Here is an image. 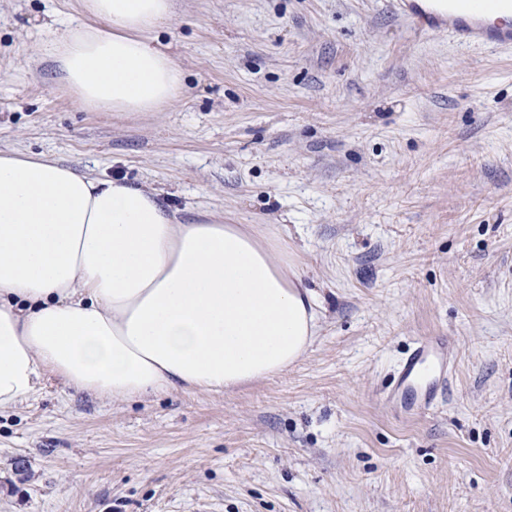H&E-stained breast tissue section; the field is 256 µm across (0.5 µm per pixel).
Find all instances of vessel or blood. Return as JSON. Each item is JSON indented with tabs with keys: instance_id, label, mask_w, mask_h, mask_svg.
Masks as SVG:
<instances>
[{
	"instance_id": "vessel-or-blood-1",
	"label": "vessel or blood",
	"mask_w": 512,
	"mask_h": 512,
	"mask_svg": "<svg viewBox=\"0 0 512 512\" xmlns=\"http://www.w3.org/2000/svg\"><path fill=\"white\" fill-rule=\"evenodd\" d=\"M415 30L448 32L463 44L512 46V0H395ZM455 348L447 338L430 336L414 342L400 364L387 401L403 413L437 407L448 389V369Z\"/></svg>"
}]
</instances>
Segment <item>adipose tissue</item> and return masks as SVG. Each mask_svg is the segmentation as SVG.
<instances>
[{
    "label": "adipose tissue",
    "mask_w": 512,
    "mask_h": 512,
    "mask_svg": "<svg viewBox=\"0 0 512 512\" xmlns=\"http://www.w3.org/2000/svg\"><path fill=\"white\" fill-rule=\"evenodd\" d=\"M46 46L83 109L156 112L182 70L148 32L171 0H80ZM317 297L279 239L182 223L154 190L0 152V408L36 379L104 399L220 393L281 373L313 343Z\"/></svg>",
    "instance_id": "adipose-tissue-1"
}]
</instances>
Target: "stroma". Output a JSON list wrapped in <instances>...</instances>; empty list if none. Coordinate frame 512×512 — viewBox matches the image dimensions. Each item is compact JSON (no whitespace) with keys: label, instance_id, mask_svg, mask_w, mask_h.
I'll return each instance as SVG.
<instances>
[{"label":"stroma","instance_id":"35a3bbf8","mask_svg":"<svg viewBox=\"0 0 512 512\" xmlns=\"http://www.w3.org/2000/svg\"><path fill=\"white\" fill-rule=\"evenodd\" d=\"M161 112L76 107L45 45L77 0H0V150L279 234L319 295L280 376L0 409V512H512V47L413 33L391 0H173ZM446 402L382 401L416 339Z\"/></svg>","mask_w":512,"mask_h":512}]
</instances>
